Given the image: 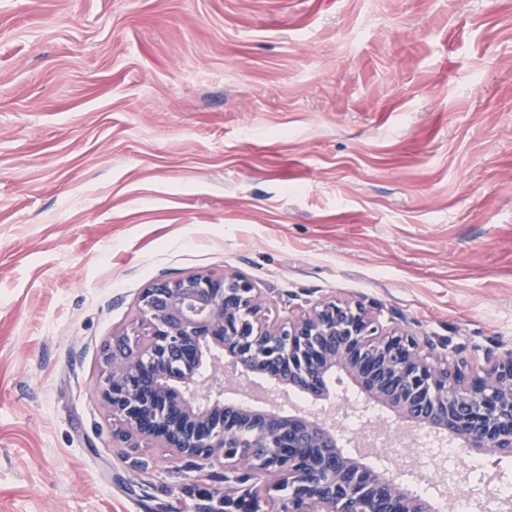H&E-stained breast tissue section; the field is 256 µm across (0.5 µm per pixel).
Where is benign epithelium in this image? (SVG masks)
I'll return each instance as SVG.
<instances>
[{
  "label": "benign epithelium",
  "instance_id": "1",
  "mask_svg": "<svg viewBox=\"0 0 512 512\" xmlns=\"http://www.w3.org/2000/svg\"><path fill=\"white\" fill-rule=\"evenodd\" d=\"M380 306L325 300L269 322L253 283L195 274L143 288L139 321L102 353L100 394L129 448L156 440L184 457L221 456L227 482L264 478L237 512H432L403 474L344 454L343 430L315 416L254 413L224 404V373L199 391L206 360L269 375L317 399L335 375L401 423L458 441L468 456L512 457V351L479 371L420 355V339L383 325Z\"/></svg>",
  "mask_w": 512,
  "mask_h": 512
}]
</instances>
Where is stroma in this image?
Segmentation results:
<instances>
[{
  "label": "stroma",
  "mask_w": 512,
  "mask_h": 512,
  "mask_svg": "<svg viewBox=\"0 0 512 512\" xmlns=\"http://www.w3.org/2000/svg\"><path fill=\"white\" fill-rule=\"evenodd\" d=\"M224 272L512 348V0H0V512H208L223 458L98 387L142 288ZM330 389L277 407L366 450Z\"/></svg>",
  "instance_id": "stroma-1"
}]
</instances>
